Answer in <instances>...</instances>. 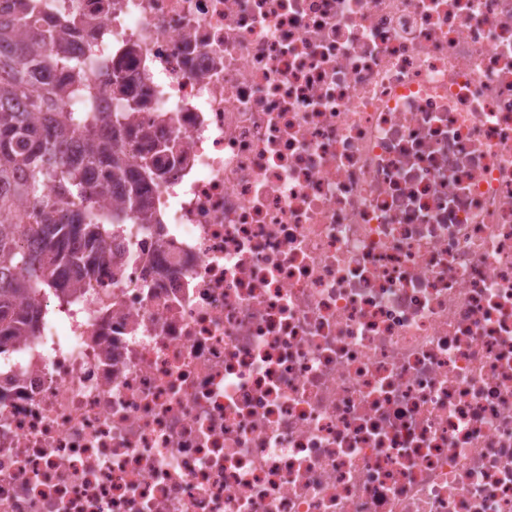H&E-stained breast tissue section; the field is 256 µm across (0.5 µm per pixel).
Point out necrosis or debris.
<instances>
[{"label": "necrosis or debris", "instance_id": "obj_1", "mask_svg": "<svg viewBox=\"0 0 512 512\" xmlns=\"http://www.w3.org/2000/svg\"><path fill=\"white\" fill-rule=\"evenodd\" d=\"M149 220L0 353V512H512V0H57Z\"/></svg>", "mask_w": 512, "mask_h": 512}]
</instances>
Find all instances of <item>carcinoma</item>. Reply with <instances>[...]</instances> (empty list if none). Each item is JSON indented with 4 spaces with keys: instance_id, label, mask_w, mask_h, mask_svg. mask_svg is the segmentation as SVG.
Instances as JSON below:
<instances>
[{
    "instance_id": "1",
    "label": "carcinoma",
    "mask_w": 512,
    "mask_h": 512,
    "mask_svg": "<svg viewBox=\"0 0 512 512\" xmlns=\"http://www.w3.org/2000/svg\"><path fill=\"white\" fill-rule=\"evenodd\" d=\"M42 8V0H22L19 17L0 18L1 348L23 329L35 332L40 292L61 287L71 268L92 272L110 227L142 213L135 188L123 212L109 218L89 194L90 167L128 182L124 145L93 133L96 124L112 123V113L64 112L53 102L73 90L92 103L96 93L85 81L86 63L55 48L53 31L34 17ZM41 68L68 73L70 86L42 92Z\"/></svg>"
}]
</instances>
